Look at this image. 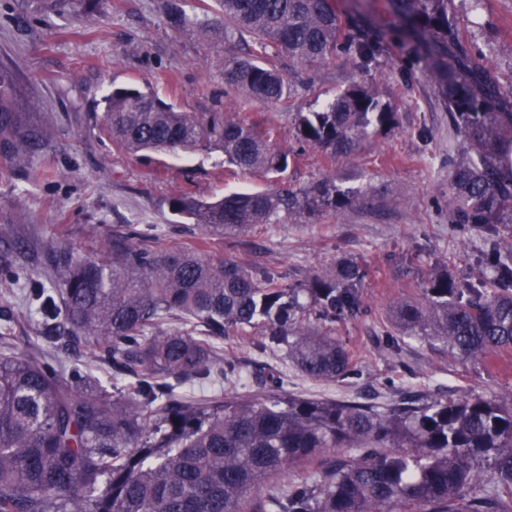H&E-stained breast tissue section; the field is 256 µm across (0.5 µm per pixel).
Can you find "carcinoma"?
Instances as JSON below:
<instances>
[{"instance_id": "cac0c4a2", "label": "carcinoma", "mask_w": 512, "mask_h": 512, "mask_svg": "<svg viewBox=\"0 0 512 512\" xmlns=\"http://www.w3.org/2000/svg\"><path fill=\"white\" fill-rule=\"evenodd\" d=\"M454 4L391 0L405 57L435 79L462 151L448 165V223L512 225V89L464 48ZM193 11L171 8L170 26L223 45L225 86L289 112L296 139L325 151L327 167L356 153L370 129L396 125L391 104L361 82L317 110L294 103L283 57L323 65L340 53L365 69L379 52L383 34L352 38L336 0H195ZM214 12L224 23L210 21ZM29 110L15 72L0 63V150L16 165L44 137L42 125L23 121ZM100 128L126 154L216 150L236 172L281 174L291 156L262 120L185 112L150 89L113 87ZM362 197L331 171L310 189L183 195L170 207L204 234L229 238ZM140 241L128 231L112 234L97 258L68 251L51 288L31 285L42 320L61 316L69 326L43 342L88 355L57 369L37 353H0V512H512V392L407 397L381 410L294 395L270 374L256 383L274 396H193L243 379L247 363L220 357L216 342L259 326L258 353L283 350L313 380L354 375V352L332 323L364 312L361 265L339 261L290 288L261 266ZM491 251L478 287L432 271L422 296L393 310L401 335L457 359L512 351V239ZM171 315L184 327L163 328ZM103 365L112 367L110 388L96 376Z\"/></svg>"}]
</instances>
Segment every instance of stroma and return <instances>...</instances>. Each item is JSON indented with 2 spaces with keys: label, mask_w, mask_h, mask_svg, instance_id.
I'll list each match as a JSON object with an SVG mask.
<instances>
[{
  "label": "stroma",
  "mask_w": 512,
  "mask_h": 512,
  "mask_svg": "<svg viewBox=\"0 0 512 512\" xmlns=\"http://www.w3.org/2000/svg\"><path fill=\"white\" fill-rule=\"evenodd\" d=\"M460 35L481 51L482 63L503 85L512 84V0H455ZM166 0H0V62L13 66L24 99L37 102L33 118L46 140L28 164L0 157V255L28 276L0 286V349L28 350L43 329L25 299L29 281L47 282L49 255L60 249L95 257L112 229L123 225L153 248L175 251L199 233L174 214L171 199L189 193L213 199L231 191L307 189L327 168L320 149L300 145L283 110L226 91L221 55L209 42L173 31ZM388 0H336L352 34L390 28ZM371 71L349 57L320 66L282 67L298 88L300 108H317L355 80L372 85L396 112L393 130L371 135L352 157L338 161L347 185L365 188L359 204L338 213L293 216L260 224L228 240L208 239L211 258L232 256L280 272L285 284H305L314 271L348 258L365 270L366 312L339 319L336 336L353 350L354 377L319 382L281 355L255 357L275 367L288 391L307 398L367 401L387 409L402 395L432 400L468 392L483 397L512 391V352L491 362L452 359L418 338L398 349L383 332L396 303L419 297L432 270L479 281L477 257L493 239L512 232L456 227L448 222V110L423 64L410 65L396 42ZM117 85L149 88L187 112H221L242 121L268 118L274 145L297 152L283 176L230 173L221 153L131 156L118 152L97 127L104 98Z\"/></svg>",
  "instance_id": "1"
}]
</instances>
